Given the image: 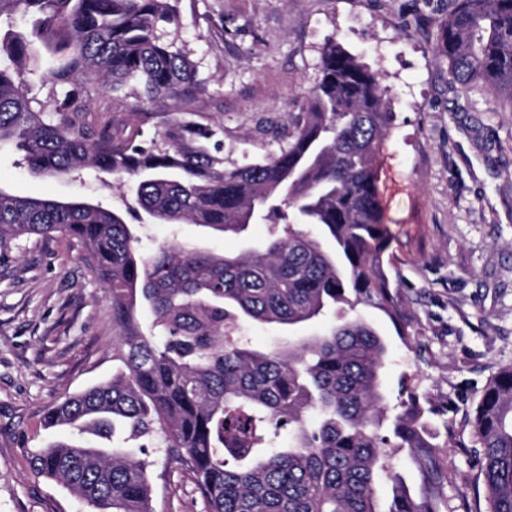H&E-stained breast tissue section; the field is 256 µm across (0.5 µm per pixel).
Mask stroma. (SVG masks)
Masks as SVG:
<instances>
[{"label": "stroma", "mask_w": 512, "mask_h": 512, "mask_svg": "<svg viewBox=\"0 0 512 512\" xmlns=\"http://www.w3.org/2000/svg\"><path fill=\"white\" fill-rule=\"evenodd\" d=\"M455 0H180L169 38L208 86L200 109L224 128V157L276 151L303 112L321 52L334 38L376 71L397 119L380 171L389 249L409 321L398 335L381 312L357 311L386 338L387 401L405 391L447 409L439 442L455 477L450 506L472 497V419L478 395L512 364V102L479 86L453 88L435 46ZM0 185L28 196L118 203L123 189L84 179L33 178L0 153ZM143 250L176 237L221 253L262 242L205 237L194 225H145ZM118 330L104 285L79 244L58 233L0 251V512H89L68 490L35 477L31 450L64 438L42 425L65 397L109 379ZM155 512H206L187 474L151 470Z\"/></svg>", "instance_id": "1"}]
</instances>
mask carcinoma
I'll use <instances>...</instances> for the list:
<instances>
[{"mask_svg":"<svg viewBox=\"0 0 512 512\" xmlns=\"http://www.w3.org/2000/svg\"><path fill=\"white\" fill-rule=\"evenodd\" d=\"M178 3L0 0V148L35 177L93 170L133 186L112 206L0 187V249L74 238L119 327L112 378L47 412L44 427L70 436L30 453L31 471L94 512H155L142 458L153 448L188 475L207 512H441L450 473L429 430L434 410L411 395L387 415L388 346L355 312L374 307L406 335L379 187L394 121L380 76L329 40L287 141L226 162L224 129L195 120L206 81L166 37ZM37 43L50 63L32 72L50 107L24 79ZM436 52L460 92L481 84L512 102V0H456ZM94 92L126 104L122 130L91 118L110 111L93 105ZM159 112L164 132L141 139ZM151 220L222 236L263 222L269 238L238 254L175 239L146 254L134 224ZM246 323L292 338L249 348L234 337ZM473 428L483 494L466 512H512L511 364L482 389ZM391 438L409 450L416 493L384 454Z\"/></svg>","mask_w":512,"mask_h":512,"instance_id":"obj_1","label":"carcinoma"}]
</instances>
